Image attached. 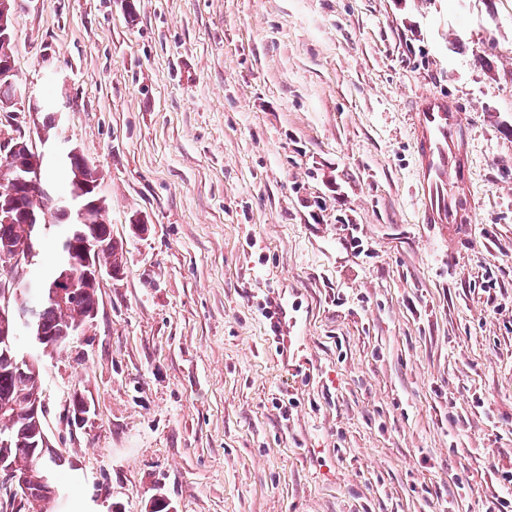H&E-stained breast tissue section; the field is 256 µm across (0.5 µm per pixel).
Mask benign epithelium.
Wrapping results in <instances>:
<instances>
[{
	"label": "benign epithelium",
	"instance_id": "7a95c632",
	"mask_svg": "<svg viewBox=\"0 0 512 512\" xmlns=\"http://www.w3.org/2000/svg\"><path fill=\"white\" fill-rule=\"evenodd\" d=\"M17 95L13 59L0 61V109L10 104ZM0 162L6 171L16 170L19 175L10 184L7 194L0 200V223L25 224V233L13 244L0 250V343L16 347L20 337L28 334L36 322L39 311L45 303L42 291L23 292L17 288L23 266L30 263L36 254V244L46 215L31 203L32 191L42 188V162L25 142L15 138L0 139ZM55 209L73 217L74 223L85 225L80 231L82 241L78 244L79 258L58 275L52 284L51 296L60 300L73 295L78 286L98 284L105 275H112V268L106 269L95 263L106 247L99 233L95 231L98 221L91 208L76 206L71 196H59L54 201ZM29 458L55 459L57 450L49 444L46 434L35 441V447L25 449ZM22 488L32 504H43L55 500L58 485L51 477H45L36 484L29 483L27 471L20 465L0 461V488L9 492Z\"/></svg>",
	"mask_w": 512,
	"mask_h": 512
}]
</instances>
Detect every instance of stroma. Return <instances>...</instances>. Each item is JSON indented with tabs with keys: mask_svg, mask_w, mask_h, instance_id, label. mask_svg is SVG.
Instances as JSON below:
<instances>
[{
	"mask_svg": "<svg viewBox=\"0 0 512 512\" xmlns=\"http://www.w3.org/2000/svg\"><path fill=\"white\" fill-rule=\"evenodd\" d=\"M12 28L0 130L53 193L78 148L124 252L93 324L41 359L48 512L512 496V0H15ZM428 91L470 133L460 235L417 221ZM283 290L304 319L285 363L261 315ZM9 58L0 61V111L5 105L10 104L17 95V85L15 81V71L12 59V41H1L0 59Z\"/></svg>",
	"mask_w": 512,
	"mask_h": 512,
	"instance_id": "35a3bbf8",
	"label": "stroma"
}]
</instances>
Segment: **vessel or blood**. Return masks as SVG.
Returning a JSON list of instances; mask_svg holds the SVG:
<instances>
[{
	"instance_id": "b4317fda",
	"label": "vessel or blood",
	"mask_w": 512,
	"mask_h": 512,
	"mask_svg": "<svg viewBox=\"0 0 512 512\" xmlns=\"http://www.w3.org/2000/svg\"><path fill=\"white\" fill-rule=\"evenodd\" d=\"M409 117L420 223L455 231L467 227L473 161L459 103L443 94L425 93L412 101ZM268 308L276 352L287 356L301 328L296 309L282 293L269 299Z\"/></svg>"
}]
</instances>
